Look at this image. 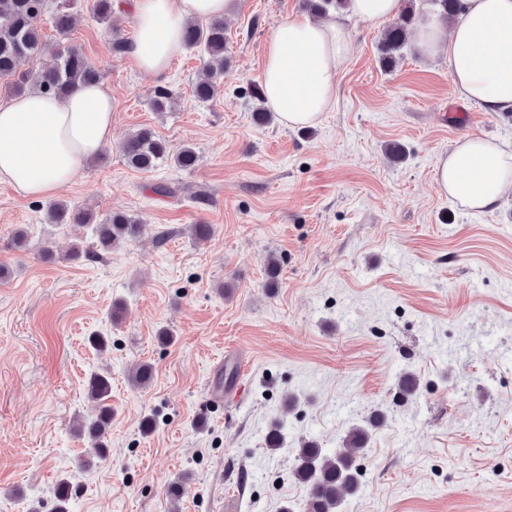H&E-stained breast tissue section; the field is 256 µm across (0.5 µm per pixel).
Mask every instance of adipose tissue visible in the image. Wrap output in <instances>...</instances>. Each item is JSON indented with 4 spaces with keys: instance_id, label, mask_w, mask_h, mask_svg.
I'll return each instance as SVG.
<instances>
[{
    "instance_id": "obj_1",
    "label": "adipose tissue",
    "mask_w": 512,
    "mask_h": 512,
    "mask_svg": "<svg viewBox=\"0 0 512 512\" xmlns=\"http://www.w3.org/2000/svg\"><path fill=\"white\" fill-rule=\"evenodd\" d=\"M235 0H135L129 54L159 75L183 47L188 22L232 13ZM416 46L445 55L457 100L490 112L512 111V0H466L445 24L422 20ZM349 51L342 21L289 18L267 41L261 86L266 107L290 127L320 122L336 100V77ZM112 142V93L81 86L68 97L38 91L0 99V182L25 197H49L70 184L84 163ZM442 194L475 212L495 210L512 187V150L477 137L457 140L439 157Z\"/></svg>"
}]
</instances>
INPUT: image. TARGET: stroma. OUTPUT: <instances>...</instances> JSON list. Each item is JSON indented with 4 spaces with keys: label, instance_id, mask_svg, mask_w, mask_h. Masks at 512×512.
I'll return each instance as SVG.
<instances>
[{
    "label": "stroma",
    "instance_id": "obj_1",
    "mask_svg": "<svg viewBox=\"0 0 512 512\" xmlns=\"http://www.w3.org/2000/svg\"><path fill=\"white\" fill-rule=\"evenodd\" d=\"M90 6L70 0L74 29L46 36L101 72L112 142L55 198L146 229L100 254L91 229H57L46 200L0 183V512H54L64 477L70 512H212L219 501L223 512H308L291 477L298 448L314 439L336 451L376 411L386 420L341 512H512V192L473 212L434 183L460 138L512 145V112L459 103L446 58L413 46L383 70L386 22L348 16L333 110L310 126L260 124L266 43L304 14L302 0H237L224 18L231 66L207 101L193 94L200 49L144 74L114 55ZM161 90L170 100L158 112ZM142 128L170 153L193 146L194 168H129L121 146ZM159 183L177 196L155 194ZM195 224L210 237L196 240ZM77 241L82 256L67 259ZM228 351L244 361L246 389L214 411L208 372ZM143 362L153 379L137 389L128 372ZM97 373L110 378L115 418L106 457L88 463L75 420L91 412ZM407 373L419 390L400 404ZM275 420L284 442L272 452Z\"/></svg>",
    "mask_w": 512,
    "mask_h": 512
}]
</instances>
